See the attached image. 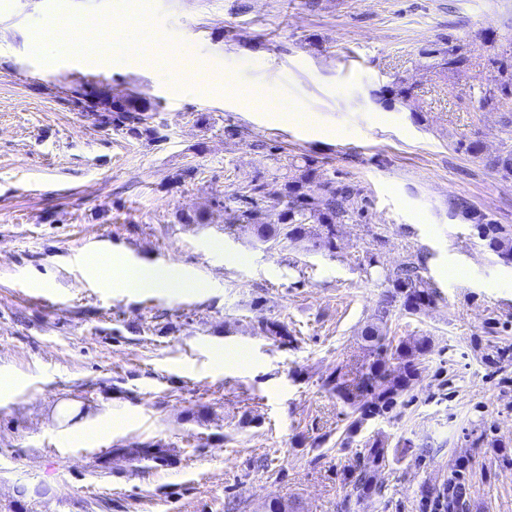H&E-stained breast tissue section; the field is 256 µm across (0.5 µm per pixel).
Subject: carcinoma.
<instances>
[{
  "label": "carcinoma",
  "instance_id": "carcinoma-1",
  "mask_svg": "<svg viewBox=\"0 0 512 512\" xmlns=\"http://www.w3.org/2000/svg\"><path fill=\"white\" fill-rule=\"evenodd\" d=\"M466 57L458 51H445L436 66L450 73H460L466 67ZM498 66L500 78L480 88L479 102L489 105L495 100L512 96V48L503 50L501 58L493 60ZM92 112L112 113V124L119 128L129 127L133 133L144 131L154 134L148 126L149 113L157 111V105L137 93L114 96L112 100L100 99L89 106ZM465 150L476 158H483L485 165L506 176L512 175V152L495 156H483V146L477 140L470 141ZM282 170V188L277 202L265 204L264 186L253 183L224 199V212L229 214L227 229L240 232L259 243L289 241L306 243L313 248H336L337 227L346 224L363 210L360 191L352 185L341 184L328 178L315 161L305 158L297 162L293 158L276 159ZM378 278L388 284L387 303H397L410 315H416L434 305L437 292L424 280L417 267L408 263L396 270L376 272ZM387 312L378 314L374 322L363 331L367 343L368 361L359 374L352 378L348 366L340 363L323 381L330 392L352 404L364 419L375 414L387 413L397 403L398 396L418 374L419 365L425 359L431 341L422 336L413 340H401L387 344ZM257 334L282 344L291 338L288 327L266 317L257 320ZM397 364L396 374H388L390 361ZM387 449L376 443L361 452L359 465L348 477L356 497L372 495L378 490L375 473L385 461ZM133 461L169 462L168 454L161 448L135 447L126 451ZM468 494L464 469L456 477L448 479L446 491L440 497L446 504L458 505Z\"/></svg>",
  "mask_w": 512,
  "mask_h": 512
}]
</instances>
